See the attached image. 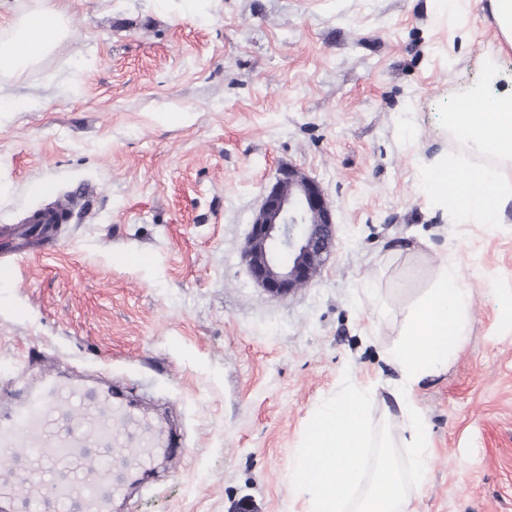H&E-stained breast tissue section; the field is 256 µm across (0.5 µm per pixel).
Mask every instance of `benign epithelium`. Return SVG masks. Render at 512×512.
<instances>
[{
  "label": "benign epithelium",
  "mask_w": 512,
  "mask_h": 512,
  "mask_svg": "<svg viewBox=\"0 0 512 512\" xmlns=\"http://www.w3.org/2000/svg\"><path fill=\"white\" fill-rule=\"evenodd\" d=\"M336 236L320 184L284 166L253 217L244 246L249 274L273 297L294 293L313 279Z\"/></svg>",
  "instance_id": "benign-epithelium-1"
}]
</instances>
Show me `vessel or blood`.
Returning <instances> with one entry per match:
<instances>
[{"instance_id": "vessel-or-blood-1", "label": "vessel or blood", "mask_w": 512, "mask_h": 512, "mask_svg": "<svg viewBox=\"0 0 512 512\" xmlns=\"http://www.w3.org/2000/svg\"><path fill=\"white\" fill-rule=\"evenodd\" d=\"M58 225L51 212L34 224L0 225V283L14 281L19 257L48 253ZM127 449L125 464L145 472L155 449L175 444L136 419L112 388L91 392L56 378L27 388L0 415V507L5 512H111L123 491L110 460L96 450Z\"/></svg>"}]
</instances>
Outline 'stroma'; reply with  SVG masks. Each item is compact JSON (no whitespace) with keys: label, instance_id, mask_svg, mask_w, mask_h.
<instances>
[{"label":"stroma","instance_id":"obj_1","mask_svg":"<svg viewBox=\"0 0 512 512\" xmlns=\"http://www.w3.org/2000/svg\"><path fill=\"white\" fill-rule=\"evenodd\" d=\"M68 16V39L0 79L26 104L0 116V225L78 197L59 251L0 285V390L22 369L101 377L170 420L188 455L157 456L116 512H301L288 474L343 375L407 438L383 405L401 378L388 353L448 257L471 319L414 389L432 448L412 508L512 512V205L490 231L427 189L460 151L449 104L512 89L485 0H69ZM288 165L320 184L337 238L274 298L243 250Z\"/></svg>","mask_w":512,"mask_h":512}]
</instances>
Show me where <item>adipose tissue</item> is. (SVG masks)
I'll return each instance as SVG.
<instances>
[{"instance_id": "obj_1", "label": "adipose tissue", "mask_w": 512, "mask_h": 512, "mask_svg": "<svg viewBox=\"0 0 512 512\" xmlns=\"http://www.w3.org/2000/svg\"><path fill=\"white\" fill-rule=\"evenodd\" d=\"M68 14L60 0H30L28 9L0 22V77L20 75L38 64L69 35ZM470 100L485 108L481 121L458 115L454 134L469 150L492 155L501 165L512 166V92L495 97L474 89ZM428 187L454 209L485 227L499 223L512 200V187L497 181L482 167L460 170L454 156L437 160Z\"/></svg>"}]
</instances>
